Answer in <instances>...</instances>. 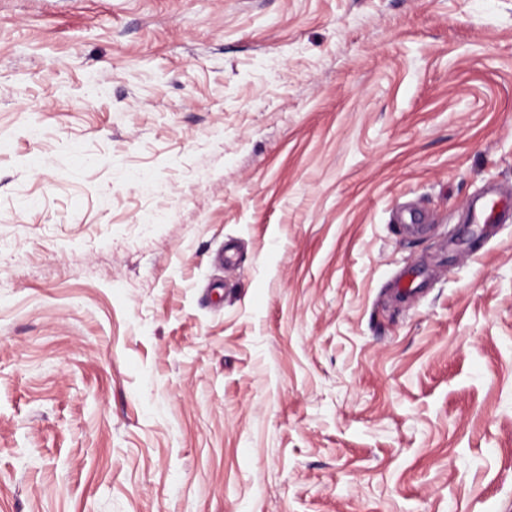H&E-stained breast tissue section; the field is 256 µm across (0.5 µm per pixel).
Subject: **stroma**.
I'll use <instances>...</instances> for the list:
<instances>
[{"instance_id":"1","label":"stroma","mask_w":512,"mask_h":512,"mask_svg":"<svg viewBox=\"0 0 512 512\" xmlns=\"http://www.w3.org/2000/svg\"><path fill=\"white\" fill-rule=\"evenodd\" d=\"M512 0H0V512H512Z\"/></svg>"}]
</instances>
